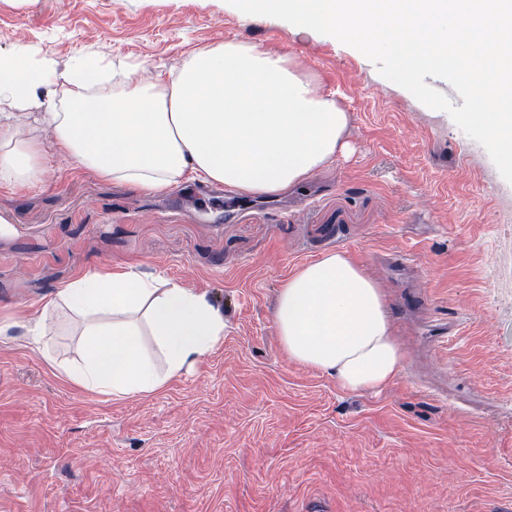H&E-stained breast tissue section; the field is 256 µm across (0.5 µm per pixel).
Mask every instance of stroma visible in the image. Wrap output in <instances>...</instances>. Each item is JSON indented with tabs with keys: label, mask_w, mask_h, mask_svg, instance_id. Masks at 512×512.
Segmentation results:
<instances>
[{
	"label": "stroma",
	"mask_w": 512,
	"mask_h": 512,
	"mask_svg": "<svg viewBox=\"0 0 512 512\" xmlns=\"http://www.w3.org/2000/svg\"><path fill=\"white\" fill-rule=\"evenodd\" d=\"M228 40L335 94L349 153L231 208L217 184L142 192L76 164L38 109L0 120L45 156L39 182L0 186V512H512V183L486 150L352 47L226 0H0V52L52 57L60 91L85 55L165 79ZM334 252L382 288L405 352L378 391L340 390L279 334L288 276ZM93 271L205 294L223 339L154 395L72 383L80 319L43 306Z\"/></svg>",
	"instance_id": "stroma-1"
}]
</instances>
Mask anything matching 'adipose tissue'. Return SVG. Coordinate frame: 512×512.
I'll return each instance as SVG.
<instances>
[{"mask_svg":"<svg viewBox=\"0 0 512 512\" xmlns=\"http://www.w3.org/2000/svg\"><path fill=\"white\" fill-rule=\"evenodd\" d=\"M51 57L0 54V112L44 108L59 145L84 167L133 189L158 192L202 178L243 195H276L346 149L347 115L285 54L230 40L195 52L170 80L80 60L66 99L48 86ZM96 111H88L87 100ZM44 168L37 141L0 136V185L26 186ZM67 307L83 321L84 360L70 380L115 398L150 395L204 358L224 335L205 295L135 272H89L57 289L45 313ZM276 322L291 360L330 374L345 391H376L403 365L378 283L347 254L297 268L280 290ZM150 334L164 356L144 351Z\"/></svg>","mask_w":512,"mask_h":512,"instance_id":"obj_1","label":"adipose tissue"}]
</instances>
